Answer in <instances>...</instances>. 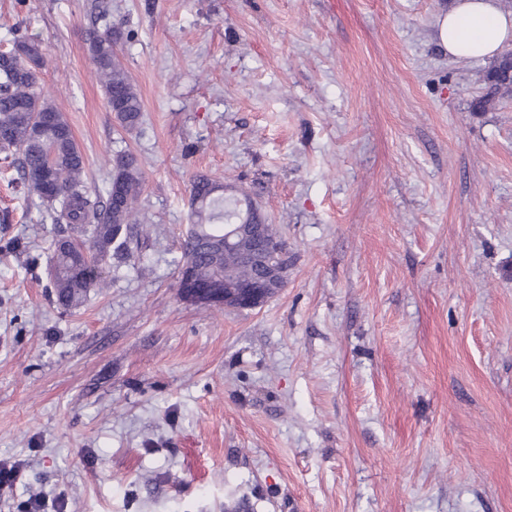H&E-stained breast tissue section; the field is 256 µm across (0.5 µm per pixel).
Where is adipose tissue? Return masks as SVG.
Returning a JSON list of instances; mask_svg holds the SVG:
<instances>
[{"label": "adipose tissue", "mask_w": 512, "mask_h": 512, "mask_svg": "<svg viewBox=\"0 0 512 512\" xmlns=\"http://www.w3.org/2000/svg\"><path fill=\"white\" fill-rule=\"evenodd\" d=\"M435 31L450 54L492 59L512 41V13L504 12L498 0H456L438 15Z\"/></svg>", "instance_id": "1"}]
</instances>
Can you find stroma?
<instances>
[{
	"instance_id": "stroma-1",
	"label": "stroma",
	"mask_w": 512,
	"mask_h": 512,
	"mask_svg": "<svg viewBox=\"0 0 512 512\" xmlns=\"http://www.w3.org/2000/svg\"><path fill=\"white\" fill-rule=\"evenodd\" d=\"M453 0H112L144 122L88 49L93 0H0L105 194L136 154L149 237L68 313L51 219L0 172V512H512V96L434 39ZM204 174L294 256L263 307L175 286Z\"/></svg>"
}]
</instances>
